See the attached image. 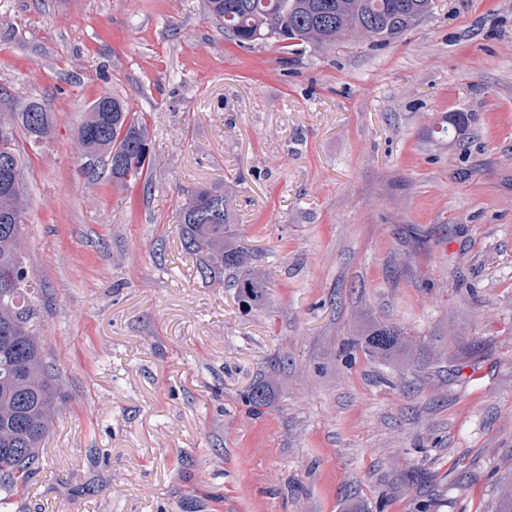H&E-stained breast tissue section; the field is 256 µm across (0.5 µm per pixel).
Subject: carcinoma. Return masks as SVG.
<instances>
[{
  "label": "carcinoma",
  "instance_id": "obj_1",
  "mask_svg": "<svg viewBox=\"0 0 512 512\" xmlns=\"http://www.w3.org/2000/svg\"><path fill=\"white\" fill-rule=\"evenodd\" d=\"M435 8V0H205L208 17L224 23L237 46L258 40L296 53L340 38L363 36L382 45L414 27ZM0 510L8 508L30 477L44 469L40 448L64 404L58 370L48 359L39 325L37 291L30 276L19 138L34 143L50 136L52 124L42 102L30 101L7 121L0 119ZM76 139L92 174L109 168L112 183L126 186L149 167L150 144L144 120L128 103L101 94L76 127ZM181 243L195 257L201 279L227 281L238 302L253 308L269 303V280L254 265L253 253L230 233L222 190L202 189L178 212ZM357 343L388 358L406 343L402 328L378 326ZM253 412L271 406L270 384L260 379L242 393Z\"/></svg>",
  "mask_w": 512,
  "mask_h": 512
}]
</instances>
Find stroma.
Returning <instances> with one entry per match:
<instances>
[{"label":"stroma","instance_id":"35a3bbf8","mask_svg":"<svg viewBox=\"0 0 512 512\" xmlns=\"http://www.w3.org/2000/svg\"><path fill=\"white\" fill-rule=\"evenodd\" d=\"M109 92L152 163L89 176ZM65 404L10 512H496L512 482V0H435L384 47L243 49L203 0H0V117ZM467 124L445 133L451 115ZM224 190L270 273L245 310L181 249ZM394 323L390 359L352 346ZM273 372V406L242 392Z\"/></svg>","mask_w":512,"mask_h":512}]
</instances>
